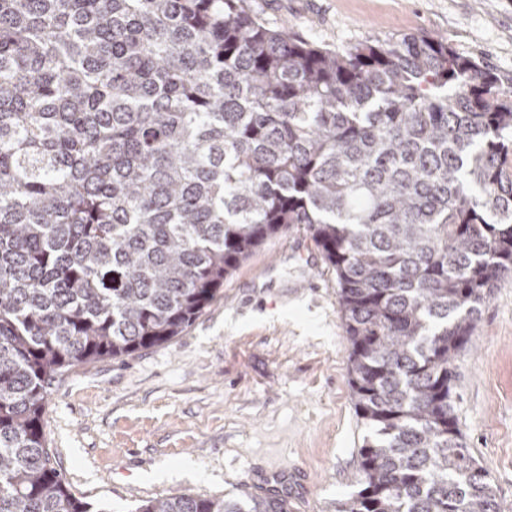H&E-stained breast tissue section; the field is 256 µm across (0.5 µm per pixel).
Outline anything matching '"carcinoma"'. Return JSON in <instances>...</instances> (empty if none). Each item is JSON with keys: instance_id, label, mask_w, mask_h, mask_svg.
<instances>
[{"instance_id": "carcinoma-1", "label": "carcinoma", "mask_w": 512, "mask_h": 512, "mask_svg": "<svg viewBox=\"0 0 512 512\" xmlns=\"http://www.w3.org/2000/svg\"><path fill=\"white\" fill-rule=\"evenodd\" d=\"M511 152L512 87L440 36L332 50L247 0H0V512H91L47 448L53 383L171 342L298 228L369 430L336 512H501L452 384L512 273Z\"/></svg>"}]
</instances>
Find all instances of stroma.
Masks as SVG:
<instances>
[{"label":"stroma","instance_id":"35a3bbf8","mask_svg":"<svg viewBox=\"0 0 512 512\" xmlns=\"http://www.w3.org/2000/svg\"><path fill=\"white\" fill-rule=\"evenodd\" d=\"M321 47L441 35L512 87V0H248ZM336 276L300 231L269 241L171 342L75 367L43 427L69 489L97 512L180 494L273 488L335 512L367 433L352 403ZM452 395L466 445L512 512V275L492 288Z\"/></svg>","mask_w":512,"mask_h":512}]
</instances>
